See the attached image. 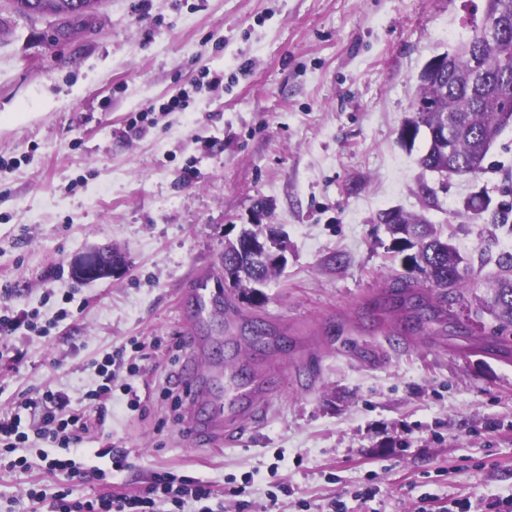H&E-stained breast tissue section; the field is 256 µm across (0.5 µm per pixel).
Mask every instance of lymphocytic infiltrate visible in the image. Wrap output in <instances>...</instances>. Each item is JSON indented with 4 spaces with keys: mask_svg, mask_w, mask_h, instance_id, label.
<instances>
[{
    "mask_svg": "<svg viewBox=\"0 0 512 512\" xmlns=\"http://www.w3.org/2000/svg\"><path fill=\"white\" fill-rule=\"evenodd\" d=\"M22 405L36 418L33 431H20L17 419L0 418V455L7 457L8 468L26 467L27 460L20 451L30 437H37L45 445L39 453L42 468L56 480L51 505H44L36 490L28 491L30 512H163L165 504L181 510L188 501L205 500L211 495V482L164 472L132 493L105 492L82 501L72 500L73 486L90 478L89 470L77 462L78 449L92 430L104 425L105 414L90 416L73 406L65 391L49 386L41 388L37 398H24Z\"/></svg>",
    "mask_w": 512,
    "mask_h": 512,
    "instance_id": "1",
    "label": "lymphocytic infiltrate"
}]
</instances>
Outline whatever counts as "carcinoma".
<instances>
[{
  "mask_svg": "<svg viewBox=\"0 0 512 512\" xmlns=\"http://www.w3.org/2000/svg\"><path fill=\"white\" fill-rule=\"evenodd\" d=\"M483 14L496 21L500 38L493 44L481 36V25L473 24L472 35L458 44L448 71L438 76L425 74L419 81L415 100L430 103L415 123L433 127L448 120L456 129L455 140L446 146L438 139L429 140L427 151L419 164L431 171L448 175L478 176L485 170V160L499 133L512 126V0H484ZM485 55L492 62L490 77L481 85L468 82L471 57ZM467 209L472 218L490 226H498L500 213L490 209V201L474 196ZM381 220L387 224L392 237L391 249L402 256L409 276L397 282L391 300L409 302L416 314L403 325L406 333H414L420 326L439 316L448 305V295L457 304L479 316L487 313L498 323L500 346L512 347V252H501L495 260L496 268L484 272L485 265L474 267L467 258L444 238L442 229L422 217L395 215L391 223L388 213ZM270 231L267 224H252L234 239L224 242V260L234 263L240 257L242 242L257 239ZM281 271L278 265L236 269L233 287L249 297L259 281H269ZM486 285L482 296L470 300L466 291L476 279ZM438 292L435 305L426 290Z\"/></svg>",
  "mask_w": 512,
  "mask_h": 512,
  "instance_id": "obj_1",
  "label": "carcinoma"
}]
</instances>
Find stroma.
Masks as SVG:
<instances>
[{
	"mask_svg": "<svg viewBox=\"0 0 512 512\" xmlns=\"http://www.w3.org/2000/svg\"><path fill=\"white\" fill-rule=\"evenodd\" d=\"M483 0H103L89 27L53 43L49 17L22 18L0 0V308L38 310L48 337L18 333L24 352L0 378V417L43 385L83 395L92 363L130 339L142 400L114 392L82 461L109 446L130 466L76 485L87 498L128 492L155 474L210 481L213 512H235L225 488L250 480V512H322L334 498L355 512H417L440 503L512 495V357L484 350L490 317L468 333L431 322L401 332L408 312L373 311L406 271L377 215L398 208L448 229L472 261L512 252V127L478 177L423 169L400 140L417 78L454 46L441 28L481 18ZM224 75L222 88L206 73ZM183 112L159 106L180 90ZM148 112L140 135L127 131ZM489 197L496 231L468 218ZM288 235V261L252 303L225 287V238L248 224ZM126 256L121 276H71L88 246ZM220 294L196 318L189 284ZM70 304H63V297ZM72 316L57 320L60 307ZM263 324L278 346L250 333ZM215 373L254 360L270 412L238 443L193 445L161 391L183 388L185 333ZM284 486L277 505L268 494ZM39 463L0 471V512H21L28 489H52ZM373 487L374 500L354 496Z\"/></svg>",
	"mask_w": 512,
	"mask_h": 512,
	"instance_id": "35a3bbf8",
	"label": "stroma"
}]
</instances>
